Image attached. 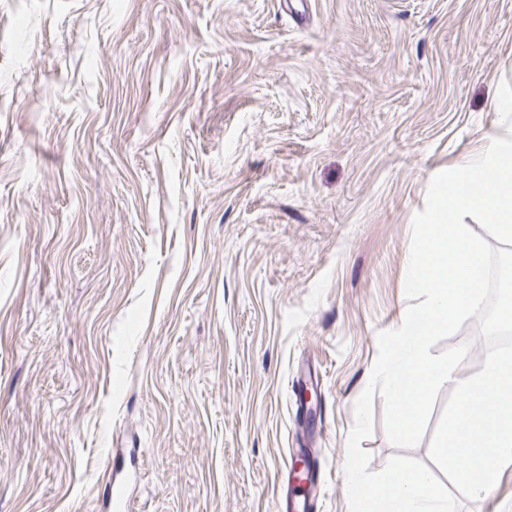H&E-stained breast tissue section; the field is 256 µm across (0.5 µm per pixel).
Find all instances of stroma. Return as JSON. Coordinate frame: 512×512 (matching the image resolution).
Listing matches in <instances>:
<instances>
[{"label": "stroma", "mask_w": 512, "mask_h": 512, "mask_svg": "<svg viewBox=\"0 0 512 512\" xmlns=\"http://www.w3.org/2000/svg\"><path fill=\"white\" fill-rule=\"evenodd\" d=\"M504 80L512 0H0V512H108L109 469L281 512L302 448L350 512L413 216Z\"/></svg>", "instance_id": "1"}]
</instances>
